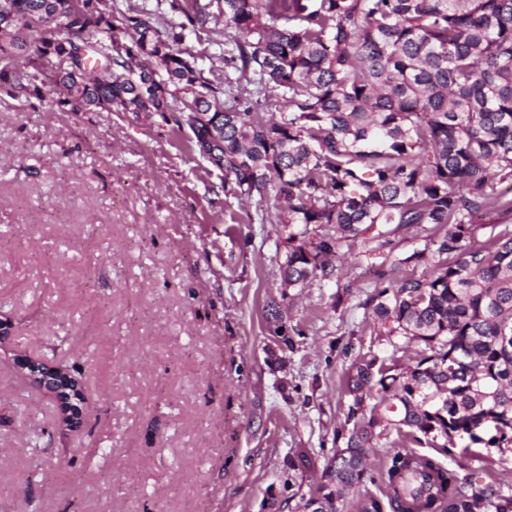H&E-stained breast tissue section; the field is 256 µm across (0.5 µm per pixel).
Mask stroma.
I'll return each mask as SVG.
<instances>
[{"label":"stroma","mask_w":512,"mask_h":512,"mask_svg":"<svg viewBox=\"0 0 512 512\" xmlns=\"http://www.w3.org/2000/svg\"><path fill=\"white\" fill-rule=\"evenodd\" d=\"M0 97V512H260L336 449L349 364L393 349L370 325L366 246L337 278L283 296L289 229L257 224L192 148L189 128L130 112ZM278 303L291 330L277 350ZM27 355L77 371L86 419L19 373ZM458 478L512 495V448L430 444Z\"/></svg>","instance_id":"1"}]
</instances>
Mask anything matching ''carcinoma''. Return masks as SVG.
<instances>
[{"mask_svg": "<svg viewBox=\"0 0 512 512\" xmlns=\"http://www.w3.org/2000/svg\"><path fill=\"white\" fill-rule=\"evenodd\" d=\"M223 2L81 0L79 23L73 0H0V95L60 87L64 112L188 125L233 194L281 202L261 223L299 225L285 289L331 279L340 248L378 225L392 227L379 250L424 233L373 266L366 300L393 353L415 354L350 364L342 444L302 512H339L391 428L388 493L352 512H512V496L406 450L512 447V194L498 189L512 182V0ZM209 23L220 65L206 68L189 41ZM421 263L430 275L398 276ZM288 469L316 460L296 448Z\"/></svg>", "mask_w": 512, "mask_h": 512, "instance_id": "carcinoma-1", "label": "carcinoma"}]
</instances>
